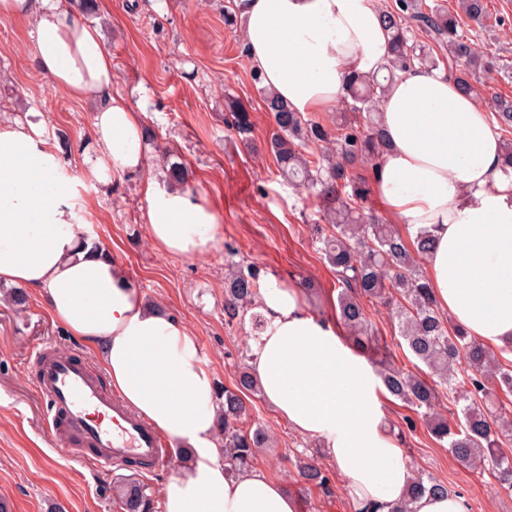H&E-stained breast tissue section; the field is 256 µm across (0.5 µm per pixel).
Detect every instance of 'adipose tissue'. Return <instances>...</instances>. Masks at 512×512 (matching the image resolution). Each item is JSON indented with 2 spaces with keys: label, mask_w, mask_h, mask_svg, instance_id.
Listing matches in <instances>:
<instances>
[{
  "label": "adipose tissue",
  "mask_w": 512,
  "mask_h": 512,
  "mask_svg": "<svg viewBox=\"0 0 512 512\" xmlns=\"http://www.w3.org/2000/svg\"><path fill=\"white\" fill-rule=\"evenodd\" d=\"M0 15L30 18L38 65L55 86L99 101L97 179L143 170L140 114L113 93L112 56L74 0H0ZM241 17L253 69L296 112L331 111L348 77L387 63L378 0H244ZM381 107L387 148L374 193L399 228L431 229L426 278L438 307L484 344L512 347V178L489 110L447 73L423 67L391 83ZM70 199L38 125L0 124V283L36 293L95 352L127 405L193 450L189 467L162 485V512H298L265 473L227 475L214 375L195 336L94 247L88 225L73 223ZM145 199L160 250H210L215 214L203 199L152 176ZM259 302L266 322L249 365L266 401L294 432L321 441L357 512H391L411 470L388 429L380 380L335 323L307 311L298 288L265 280Z\"/></svg>",
  "instance_id": "obj_1"
}]
</instances>
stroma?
<instances>
[{
	"label": "stroma",
	"mask_w": 512,
	"mask_h": 512,
	"mask_svg": "<svg viewBox=\"0 0 512 512\" xmlns=\"http://www.w3.org/2000/svg\"><path fill=\"white\" fill-rule=\"evenodd\" d=\"M228 2L97 0L93 12L80 13V20L100 30L112 56L113 90L128 97L155 133L143 171L106 184L94 177L90 161L97 156L92 142L97 105L70 98L40 71L31 25L19 17L0 16V118L22 114L40 124L61 175L70 182L75 223L91 225L135 286L184 322L216 384L230 387L242 356L250 352V326L228 322L224 315L229 258L289 285L313 280L317 289L304 301L319 317L337 318L340 288L311 240L314 199L276 174L266 148L272 124L251 79L245 43L224 25ZM491 7L504 18L503 27L482 31L466 24L462 30L493 63L482 77L488 92L510 98L512 0H492ZM228 94L253 115L251 144L236 139L226 124ZM161 146L185 161L187 192L203 198L216 216L215 240L204 255H169L149 238L144 182L160 164ZM366 313L381 346L380 353H367V361L380 357L428 375L386 310L374 302ZM49 341L100 371L96 356L57 325L35 295H28L22 307L0 304V501L8 512H126L113 491L119 483L138 485L157 499L162 483L182 467L181 449H174L164 468L115 465L100 476L88 461L49 437L45 403L33 383L34 355ZM246 405L248 423L262 426L272 438L255 469L298 498L299 512H351L341 473H334L329 495L297 481L300 451L315 447V439L294 433L262 394L248 396ZM384 408L390 424L403 431L402 459L411 470L429 474L464 497L469 512H512V498L497 492L495 479L463 468L423 422L403 430L409 410L400 400L385 396Z\"/></svg>",
	"instance_id": "1"
}]
</instances>
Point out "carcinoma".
<instances>
[{
    "instance_id": "cac0c4a2",
    "label": "carcinoma",
    "mask_w": 512,
    "mask_h": 512,
    "mask_svg": "<svg viewBox=\"0 0 512 512\" xmlns=\"http://www.w3.org/2000/svg\"><path fill=\"white\" fill-rule=\"evenodd\" d=\"M459 12L445 3L428 6L423 0H394L381 10L389 35L390 57L382 76L348 79L335 131L294 112L273 91L259 88L273 131L268 149L288 185L306 190L321 203L320 223L313 225L315 243L336 272L340 320L350 340L369 350L373 330L364 302H379L397 320L409 351L430 370V382L418 373L383 365L377 371L384 388L416 411L431 434L447 444L448 452L463 466L494 476L499 489L512 497V366H502L478 338L449 324L440 312L421 269L432 245L428 228L406 242L400 231L384 224L364 206L370 194L369 179L355 171L359 163L372 165L384 152L379 102L389 84L415 66L436 68L445 57L446 69L460 90L472 98L482 95L481 73L489 57L460 32L466 18L481 26L492 19L489 0H457ZM491 112L502 138L505 173L512 172V100L491 98ZM228 127L242 142L253 132L251 113L241 104L231 107ZM162 170L170 184L185 186L188 168L175 154H167ZM224 277V315L229 320L250 321L260 332L264 318L252 312L259 295V271L240 263L228 264ZM260 391L244 366L236 383L218 393L217 422L224 440L225 471L236 474L252 466L256 449L267 441L263 428L246 426L248 411L243 395ZM444 397L455 404L462 418L450 423L437 410ZM302 482L322 491L331 479L311 459L298 466ZM425 492L445 494L448 486L420 472L413 474L402 502L391 512H411L410 504ZM118 495L127 512H151V502L136 485H121Z\"/></svg>"
}]
</instances>
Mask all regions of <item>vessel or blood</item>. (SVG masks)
I'll use <instances>...</instances> for the list:
<instances>
[{
	"label": "vessel or blood",
	"mask_w": 512,
	"mask_h": 512,
	"mask_svg": "<svg viewBox=\"0 0 512 512\" xmlns=\"http://www.w3.org/2000/svg\"><path fill=\"white\" fill-rule=\"evenodd\" d=\"M36 388L52 417L51 436L101 469L115 464L151 471L171 459V442L104 389L97 375L54 343L35 354Z\"/></svg>",
	"instance_id": "vessel-or-blood-1"
}]
</instances>
